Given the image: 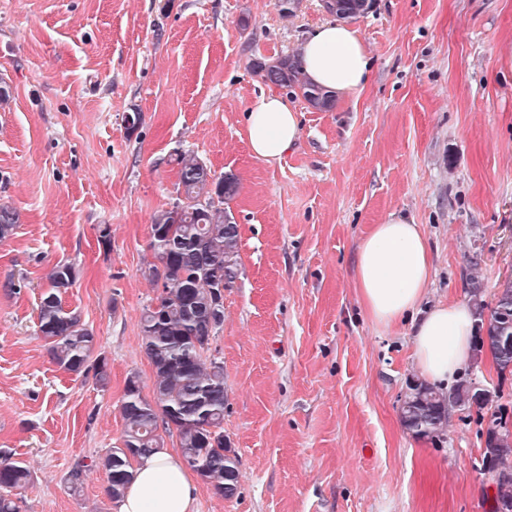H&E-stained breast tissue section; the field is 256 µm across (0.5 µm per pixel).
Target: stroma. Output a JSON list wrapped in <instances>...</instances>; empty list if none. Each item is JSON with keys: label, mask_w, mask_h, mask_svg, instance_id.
<instances>
[{"label": "stroma", "mask_w": 512, "mask_h": 512, "mask_svg": "<svg viewBox=\"0 0 512 512\" xmlns=\"http://www.w3.org/2000/svg\"><path fill=\"white\" fill-rule=\"evenodd\" d=\"M328 19L321 0H0V206L19 216L0 242V456L30 471L22 512H119L98 463L122 444L127 378L152 393L140 319L158 290L141 269L181 152L239 182L241 270L210 352L240 482L229 500L199 484L197 512H489L480 412L436 443L403 427L410 330L372 321L353 276L392 212L431 252L423 307L468 301L472 257L486 302L512 276V0H374L353 22L372 59L361 99L318 112L288 96L298 141L256 159L245 114L271 87L252 60ZM60 261L107 386L54 364L39 333ZM466 370L512 411V376L478 352Z\"/></svg>", "instance_id": "35a3bbf8"}]
</instances>
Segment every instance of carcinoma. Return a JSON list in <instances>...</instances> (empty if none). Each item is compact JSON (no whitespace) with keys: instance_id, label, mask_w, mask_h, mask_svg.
Masks as SVG:
<instances>
[{"instance_id":"cac0c4a2","label":"carcinoma","mask_w":512,"mask_h":512,"mask_svg":"<svg viewBox=\"0 0 512 512\" xmlns=\"http://www.w3.org/2000/svg\"><path fill=\"white\" fill-rule=\"evenodd\" d=\"M373 0H332L330 15L356 20L369 12ZM267 84L302 97L313 109L329 112L336 99L310 84L301 54L252 63ZM178 201L154 214L148 248L155 262L142 269L158 294L140 320L143 348L153 366L152 396L143 395L139 376L127 379L121 414L122 447L101 459L107 493L120 501L134 477V464L163 448L165 434L178 438L184 464L219 497H233L239 486V459L224 442V364L208 359L210 336L224 324V299L217 291L220 277L232 282L239 274V228L226 208L238 192L233 176L220 178L198 157L181 153L175 158ZM17 216L0 206V240L11 236ZM470 300L476 309V348L487 351L500 376L512 375V283L497 289L494 302L483 299L478 280V259L470 261ZM77 277L71 262L56 264L49 275L51 290L39 304V332L60 368L81 375L94 370L96 383L108 384L110 372L103 358H92L95 336L80 314L67 311L60 294ZM487 394L473 379L444 389L426 381L407 385L401 407L404 426L416 437L443 436L453 414L476 406L484 408ZM482 467L491 477L494 494L490 512H512V430L505 412L492 413L481 453ZM30 471L19 461H0V512H21L20 500L11 496L23 488Z\"/></svg>"}]
</instances>
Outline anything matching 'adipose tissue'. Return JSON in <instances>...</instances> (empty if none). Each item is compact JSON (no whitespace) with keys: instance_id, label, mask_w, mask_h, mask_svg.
Here are the masks:
<instances>
[{"instance_id":"1","label":"adipose tissue","mask_w":512,"mask_h":512,"mask_svg":"<svg viewBox=\"0 0 512 512\" xmlns=\"http://www.w3.org/2000/svg\"><path fill=\"white\" fill-rule=\"evenodd\" d=\"M309 81L345 100H359L371 59L355 28L342 22L316 27L303 44ZM251 154L273 163L296 143V112L276 94L262 95L246 114ZM431 277L430 252L420 225L398 213L371 225L360 239L354 275L358 300L377 324L412 319ZM476 317L472 306L451 302L412 326L414 357L424 377L447 384L471 356ZM198 487L181 459L167 452L137 463L120 512H196Z\"/></svg>"}]
</instances>
